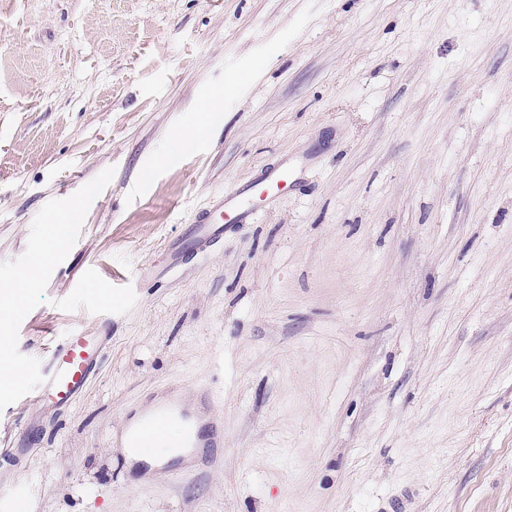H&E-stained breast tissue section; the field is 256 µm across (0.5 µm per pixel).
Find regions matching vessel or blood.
Listing matches in <instances>:
<instances>
[{
  "label": "vessel or blood",
  "mask_w": 512,
  "mask_h": 512,
  "mask_svg": "<svg viewBox=\"0 0 512 512\" xmlns=\"http://www.w3.org/2000/svg\"><path fill=\"white\" fill-rule=\"evenodd\" d=\"M288 177V169L276 170L269 178L223 194L218 204L200 211L188 237L168 246L167 269L178 268L188 258L223 242L226 225L250 222L254 195L270 193L275 186L287 182ZM111 341L112 330L107 326L99 332H78L66 336L48 357L44 369L45 381L36 393L37 402L49 403L59 410L71 408L97 374ZM175 419L180 420L183 426L179 447L218 448L223 445V427H215L209 437H202L194 432L190 415L183 408L170 405L157 409L137 422L132 430L133 448L143 454L151 453L165 441L169 425Z\"/></svg>",
  "instance_id": "1"
}]
</instances>
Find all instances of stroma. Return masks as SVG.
Instances as JSON below:
<instances>
[{
  "mask_svg": "<svg viewBox=\"0 0 512 512\" xmlns=\"http://www.w3.org/2000/svg\"><path fill=\"white\" fill-rule=\"evenodd\" d=\"M0 54V261L115 170L18 347L112 342L64 414L0 411V448L43 446L0 461V512H512V0H0ZM89 269L133 309L56 308ZM175 402L224 445L158 480L115 442ZM288 168L278 169L272 176L228 193H223L218 204L200 211L190 226L186 239H177L166 250L167 263L162 271L173 270L196 256L224 241V224H248L253 215L251 200L256 193L268 195L275 186L288 181Z\"/></svg>",
  "mask_w": 512,
  "mask_h": 512,
  "instance_id": "stroma-1",
  "label": "stroma"
}]
</instances>
